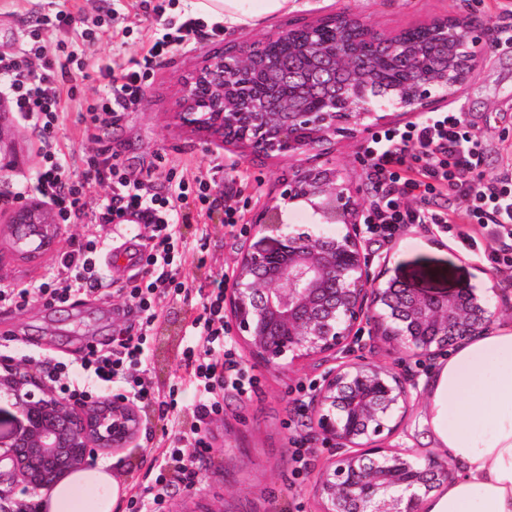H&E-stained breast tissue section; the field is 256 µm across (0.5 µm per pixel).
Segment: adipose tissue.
I'll list each match as a JSON object with an SVG mask.
<instances>
[{
	"label": "adipose tissue",
	"instance_id": "ef3b65f1",
	"mask_svg": "<svg viewBox=\"0 0 512 512\" xmlns=\"http://www.w3.org/2000/svg\"><path fill=\"white\" fill-rule=\"evenodd\" d=\"M293 0H198L225 27L253 25ZM422 422L455 475L423 501L424 512H512V323L468 341L438 361L425 386ZM118 488L102 468L70 475L48 512H113Z\"/></svg>",
	"mask_w": 512,
	"mask_h": 512
}]
</instances>
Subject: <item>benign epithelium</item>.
Instances as JSON below:
<instances>
[{"mask_svg": "<svg viewBox=\"0 0 512 512\" xmlns=\"http://www.w3.org/2000/svg\"><path fill=\"white\" fill-rule=\"evenodd\" d=\"M386 34L342 12L278 30L205 58L184 81L176 117L195 132L252 152L323 154L338 135L369 131L390 112H429L457 98L495 45L489 27L455 15ZM279 44L285 54L273 55ZM305 203L338 235L289 230L283 216ZM9 223L23 250L46 240L50 211L27 206ZM267 244L240 252L224 290L235 340L265 368L324 367L310 406L327 463L313 485L319 512H422L448 483L450 465L391 440L403 430L418 383L363 354L368 336L409 357L435 361L495 327L498 311L472 288L428 295L372 272L361 225L369 211L330 163L296 169L279 196L251 215ZM20 418L0 437L9 487L51 491L92 467L97 452L136 445L139 411L112 396L93 405L61 400L15 367L0 373V400Z\"/></svg>", "mask_w": 512, "mask_h": 512, "instance_id": "7a95c632", "label": "benign epithelium"}]
</instances>
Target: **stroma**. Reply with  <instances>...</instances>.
I'll return each mask as SVG.
<instances>
[{
    "label": "stroma",
    "instance_id": "35a3bbf8",
    "mask_svg": "<svg viewBox=\"0 0 512 512\" xmlns=\"http://www.w3.org/2000/svg\"><path fill=\"white\" fill-rule=\"evenodd\" d=\"M502 0H297L293 10L265 17L256 25L225 30L215 39H200L190 47H174L161 62L147 67V103L133 107L119 126L107 131L111 145L131 171L151 170L163 176L175 172L191 178L206 174L214 165L223 170L216 175L217 201L196 223L183 225L190 239L207 234L203 259L186 257L182 273L191 288L211 279L233 274L234 260L241 247L254 244L252 235L231 237L224 228V203L232 201L242 220H249L259 207L280 191L283 176L297 164L284 155L242 153L239 148L211 141L183 127L175 117L183 82L213 52L242 47L277 30L299 26L318 17L343 10H361L381 31L395 33L406 27L429 22L445 14L472 19L479 24H495L503 19ZM99 0H0V51L14 48L25 24L36 13L64 9L74 16L93 18ZM113 29H100L94 44L86 48V73L78 79L74 97L62 100L63 123L59 132L67 152L82 155L96 145L83 137L77 122L81 104L96 98L101 89L97 68L102 60L130 64L143 60V47L159 27L158 18L141 0H114ZM449 109L463 110L472 132L483 144L481 168L493 175L512 169V49H499L478 66ZM0 136L11 143L19 159L9 171L10 180L32 183L39 166L38 145L17 119H10ZM370 133L356 132L337 137L328 159L345 178L361 189V202H369L366 168L359 165ZM7 215H0V283L17 288L42 279L70 241L85 237L83 224H59L48 253L22 257L14 249L7 227ZM365 245L375 256L386 259V276L397 279L425 294H450L464 285L488 296L501 309V318L512 321V273L487 263L479 251L464 246L455 233H441L435 227L411 224L393 241L366 237ZM197 298L164 300L163 327L150 337L151 361L146 375L158 386L166 385L177 372V347L189 318L196 311ZM124 296L80 304L45 306L39 303L21 309L0 310V337L13 340L17 354L39 353L73 359L88 345L107 342L115 331L136 324ZM261 381L258 396L252 399L232 394L224 398V411L214 416L207 429L210 453L194 459L198 483L193 490H181L164 505L165 512H186L195 501L207 503L215 512H317L319 505L311 487L319 468L328 457L314 440L313 415L297 412V386H309L320 379L311 364L296 365L286 371L251 364ZM309 437L313 451L307 473L293 477L291 454L297 435ZM155 418L142 421L136 447L112 454L99 453L98 464L109 472L123 490L143 481L156 450L168 446Z\"/></svg>",
    "mask_w": 512,
    "mask_h": 512
}]
</instances>
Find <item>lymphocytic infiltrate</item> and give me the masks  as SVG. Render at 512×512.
<instances>
[{"label": "lymphocytic infiltrate", "mask_w": 512, "mask_h": 512, "mask_svg": "<svg viewBox=\"0 0 512 512\" xmlns=\"http://www.w3.org/2000/svg\"><path fill=\"white\" fill-rule=\"evenodd\" d=\"M167 0L153 7L162 18V30L147 46L150 60L163 59L186 37L214 38L224 31L220 22L194 14L166 18ZM112 7L101 8L92 21L62 11L44 14L25 28L18 47L0 53V94L7 96L25 128L39 144L40 166L31 186H16L0 180V204H13L29 197L49 206L58 223L112 224L115 219L141 213L153 234L139 257V270L120 291L139 315L138 333L118 332L110 348L88 346L79 360L34 356L44 382L65 401L93 403L114 383L122 384L143 413L158 421L180 426L178 397L184 385L194 389L188 430L161 451L157 469L128 501L129 512H161L173 489L192 488L197 473L185 446L206 453L210 445L205 430L211 416L224 410V394L232 391L251 396L260 381L240 360L230 329L224 320V288L227 278L212 279L198 289L200 313L188 326L190 342L179 352L181 371L166 388L139 375L149 361L147 336L161 325L164 299L187 297L189 285L177 262L181 253L203 252L205 238L187 240L178 227L196 220L212 205V178L197 176L175 180L137 176L129 172L110 147L91 155L70 158L59 139L61 101L66 85L83 76L85 48L93 44L100 28L111 25ZM74 30L76 38L47 44L42 27ZM99 77L101 94L79 113L78 122L87 138L119 124L142 97L145 72L132 66L103 63ZM369 179L377 194L371 203L370 233L384 240L394 238L406 224H430L448 230L452 225L474 224L486 232L484 250L488 260L512 268V256H503L501 243L512 240V171L493 176L480 169L483 149L470 132L462 112H428L418 121L376 131L367 148ZM107 187L108 194L95 210H87L86 198L94 186ZM453 192L464 202L459 211L425 207L428 198ZM418 195L423 205L411 208L406 199ZM108 240L88 236L70 243L56 259L47 277L24 288L0 286V309L26 307L34 302L46 306L63 304L80 296H111L112 283L101 263Z\"/></svg>", "instance_id": "lymphocytic-infiltrate-1"}]
</instances>
